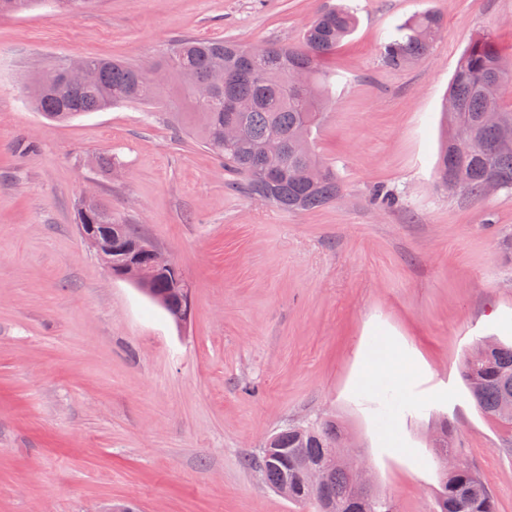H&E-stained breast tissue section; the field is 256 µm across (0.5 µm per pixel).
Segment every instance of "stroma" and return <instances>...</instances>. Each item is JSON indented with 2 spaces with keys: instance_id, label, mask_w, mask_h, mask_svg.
<instances>
[{
  "instance_id": "1",
  "label": "stroma",
  "mask_w": 512,
  "mask_h": 512,
  "mask_svg": "<svg viewBox=\"0 0 512 512\" xmlns=\"http://www.w3.org/2000/svg\"><path fill=\"white\" fill-rule=\"evenodd\" d=\"M337 0H43L0 16V512H314L247 459L267 437L335 419L396 512H432L430 432L512 512V450L460 367L512 342V197L435 181L441 107L471 39L512 62V0H348L358 25L325 64L315 151L341 196L288 213L230 188L223 163L137 104L53 124L29 77L85 57L156 62L181 37L295 45ZM431 10L444 27L411 68L380 60L387 31ZM112 158V168L100 165ZM396 198L382 209L375 189ZM93 193L192 285L177 325L108 276L80 238Z\"/></svg>"
}]
</instances>
